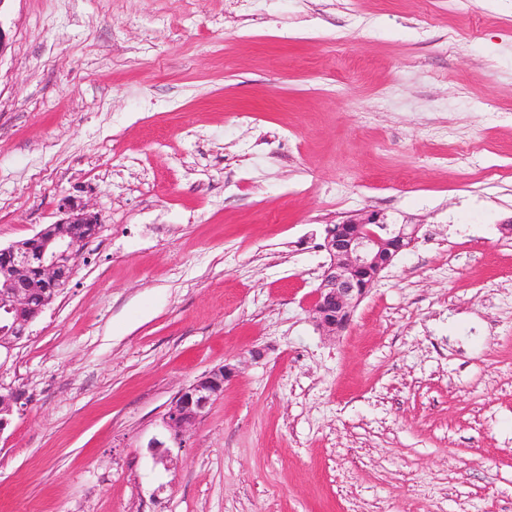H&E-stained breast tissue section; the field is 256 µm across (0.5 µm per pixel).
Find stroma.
Here are the masks:
<instances>
[{"mask_svg":"<svg viewBox=\"0 0 512 512\" xmlns=\"http://www.w3.org/2000/svg\"><path fill=\"white\" fill-rule=\"evenodd\" d=\"M0 28V245L67 195L103 219L8 364L0 512H512V0H0ZM365 212L417 241L326 336L324 231ZM236 371V365L225 363L184 388L170 406L163 423L170 439L182 443L185 431L195 425L210 404L220 396L225 381Z\"/></svg>","mask_w":512,"mask_h":512,"instance_id":"obj_1","label":"stroma"}]
</instances>
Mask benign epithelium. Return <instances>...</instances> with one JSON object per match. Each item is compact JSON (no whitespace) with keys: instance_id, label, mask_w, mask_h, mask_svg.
I'll return each mask as SVG.
<instances>
[{"instance_id":"1","label":"benign epithelium","mask_w":512,"mask_h":512,"mask_svg":"<svg viewBox=\"0 0 512 512\" xmlns=\"http://www.w3.org/2000/svg\"><path fill=\"white\" fill-rule=\"evenodd\" d=\"M58 224L64 230L51 234L43 228L33 236L0 247V414L12 413L18 389L4 381V362L29 335L39 314H27L26 289L17 285L18 273L33 271L38 278L61 293L67 288L87 243L102 224L101 214L82 199L64 197ZM418 225L394 224L370 212L326 229L323 249L329 261L323 265L320 283L311 308L316 326L337 335L351 322L354 308L362 301L402 252L417 240ZM236 371L226 363L184 388L170 406L163 423L170 439L180 444L185 431L195 425L210 404L220 396L225 381Z\"/></svg>"}]
</instances>
